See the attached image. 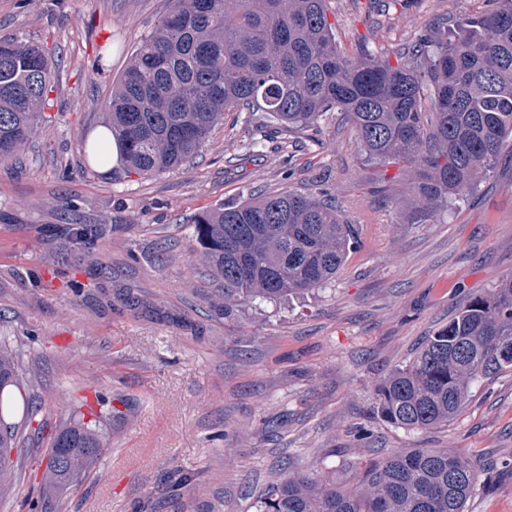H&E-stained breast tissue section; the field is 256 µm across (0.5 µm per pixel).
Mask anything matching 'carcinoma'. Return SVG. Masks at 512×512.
<instances>
[{"mask_svg":"<svg viewBox=\"0 0 512 512\" xmlns=\"http://www.w3.org/2000/svg\"><path fill=\"white\" fill-rule=\"evenodd\" d=\"M487 14L435 26L396 63L369 50L345 57L329 0H175L112 88L110 120L120 157L136 173L175 169L198 152L224 113L264 112L303 130L340 113L366 159L414 170L409 204L428 221L474 189L512 141V0ZM52 88L51 60L20 35L0 38V162L36 133ZM193 237L224 303L286 300L323 288L345 265L358 229L325 193L260 194L193 217ZM95 224H73L89 249ZM512 369V282L472 299L376 388L377 412L406 430L446 425L473 385ZM26 376L0 344V496L16 482L11 459L36 407L15 397ZM103 416L78 410L51 434L40 512L79 483L107 448ZM480 470L448 449L405 448L372 462L353 491L311 472L258 498L257 512H466Z\"/></svg>","mask_w":512,"mask_h":512,"instance_id":"obj_1","label":"carcinoma"}]
</instances>
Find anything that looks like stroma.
<instances>
[{"mask_svg":"<svg viewBox=\"0 0 512 512\" xmlns=\"http://www.w3.org/2000/svg\"><path fill=\"white\" fill-rule=\"evenodd\" d=\"M349 59L393 56L440 19L491 0H331ZM171 0H0V37L23 35L57 61L35 137L0 164V336L29 369L56 429L76 399L112 401L109 447L62 497V512H256L286 474L355 488L400 448L476 461L466 512H512V371L477 383L448 424L384 421L377 384L476 296L512 282V155L435 220L395 200L410 174L366 161L339 117L301 133L228 112L196 158L151 176L88 163L79 146L109 121L112 82ZM112 53L101 71L100 46ZM327 189L360 226L335 283L282 303L225 308L193 242L191 217L262 193ZM97 224L91 254L65 229ZM44 450L23 449L0 512H34ZM192 480L177 482L175 470Z\"/></svg>","mask_w":512,"mask_h":512,"instance_id":"stroma-1","label":"stroma"}]
</instances>
